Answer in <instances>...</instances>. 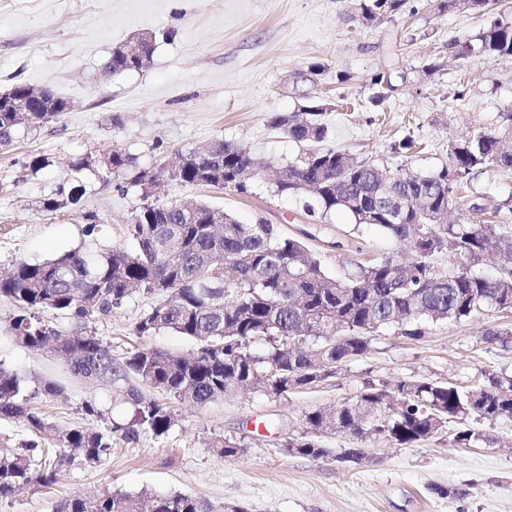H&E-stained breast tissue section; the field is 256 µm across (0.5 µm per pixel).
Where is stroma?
<instances>
[{
    "instance_id": "stroma-1",
    "label": "stroma",
    "mask_w": 512,
    "mask_h": 512,
    "mask_svg": "<svg viewBox=\"0 0 512 512\" xmlns=\"http://www.w3.org/2000/svg\"><path fill=\"white\" fill-rule=\"evenodd\" d=\"M438 3L404 0L397 13L366 22L358 0H0V92L21 81L70 102L58 123L20 132L0 151V271L79 247L88 212L102 228L101 244L134 249L125 226L141 203L135 192L87 174L80 206L44 209V200L72 180L70 161L84 152L120 147L151 166L171 151L219 137L260 161L285 164L303 146L271 128L270 115L320 102L329 108L327 146L413 172L437 170L452 141L498 129L512 108V59L457 54L494 19L512 18V0H496L482 12L442 10ZM145 35L153 38L145 69L106 72L116 44ZM379 75L383 84L373 85ZM377 94L382 103H373ZM406 139L413 148L398 152ZM33 155L49 158V166L31 172L26 162ZM160 199L202 200L241 223L262 219L290 236L319 222L305 213L302 196H278L259 185L242 193L167 180ZM453 208L464 223L512 234V172L486 167L470 175ZM327 222L314 248L337 237L350 242L327 253L336 275L354 262L403 252L376 227H355L346 212L331 213ZM148 305L142 297L128 301L83 330L123 356L137 342L133 328ZM12 313L1 299L0 364L29 388L48 380L62 386L60 396L34 400L58 429L101 428L82 404L108 397V389L75 380L60 358L12 341ZM508 327L512 312L486 305L467 319L428 325L419 339L383 330L367 354L312 389L282 397L253 390L202 407L169 399L176 423L168 434L114 440L111 456L97 467L73 466L52 487L1 500L0 512H55L63 500L106 489L183 492L214 512H224L228 501L246 512H512L510 418L469 419L480 438L467 446L456 442L459 425L452 422L409 448L338 433L321 439L332 450L328 457L281 447L303 432L306 411L350 399L368 381L429 378L473 387L491 374L512 376V345L483 341L487 330ZM217 436L240 440L244 452L218 455L208 446ZM347 448L362 449L359 461L338 460ZM434 485L469 494L440 498L430 491Z\"/></svg>"
}]
</instances>
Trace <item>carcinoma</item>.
Masks as SVG:
<instances>
[{"label":"carcinoma","instance_id":"carcinoma-1","mask_svg":"<svg viewBox=\"0 0 512 512\" xmlns=\"http://www.w3.org/2000/svg\"><path fill=\"white\" fill-rule=\"evenodd\" d=\"M403 0H361L363 19L374 21L397 11ZM485 54L512 56V22L494 20L477 36ZM141 57L113 50L107 69L114 73L141 70L152 56V37H142ZM33 87L15 83L0 97V147L7 148L20 131H36L59 119L70 102L46 91L45 112H11L8 99L26 96ZM269 125L306 150L263 177L277 195L309 194L304 209L324 219L340 210L355 226H374L404 244L411 257L393 256L357 263L337 277L324 256L279 225L260 220L241 224L211 205L188 200L162 203L146 184L159 178L248 191L255 169L245 147L217 138L207 145L177 152L180 166L161 160L155 168L138 166L134 156L114 149L103 162L90 152L72 164L78 174L90 172L102 183L118 182L138 192L141 205L126 233L138 248L107 249L98 243L95 216L84 229L80 247L42 263L18 261L0 278V297L14 311L8 330L20 345L48 350L67 359L72 376L120 389L124 414L115 418L112 405L93 398L83 402L88 416L110 423L104 430L72 428L47 448L36 439L14 451H0V500L23 488L47 487L75 464L94 467L112 454V436L135 441L160 437L175 424V414L159 396L205 406L226 396L259 389L281 397L311 389L336 374L349 360L367 354L384 329L419 338L424 326L461 321L492 301L512 310V269L496 278L472 267L492 251L512 256V237L495 224H462L452 210L455 188L474 170L487 166L512 170V110L501 127L479 132L454 144L448 165L428 174L407 175L399 166L356 159L323 146L328 136L325 105L305 107V117L275 113ZM86 193L84 183L44 201L56 211L75 205ZM457 258L443 266L439 256ZM137 297L151 300L133 334L148 338L172 332L192 340L184 354L146 344L120 358L96 338L74 328L62 332L43 319L49 313L82 324L107 316ZM38 391L0 364V420L23 423L36 435L52 431L32 405ZM494 421L512 418V376H491L487 382L461 389L450 382L423 378L393 386L368 383L352 399L304 414L305 430L285 438L284 451L321 458L330 449L317 438L352 433L408 448L442 432L450 422L471 416ZM220 455L244 451L224 437L210 441ZM57 512H210L199 499L181 493L139 495L102 491L88 498L68 499Z\"/></svg>","mask_w":512,"mask_h":512}]
</instances>
